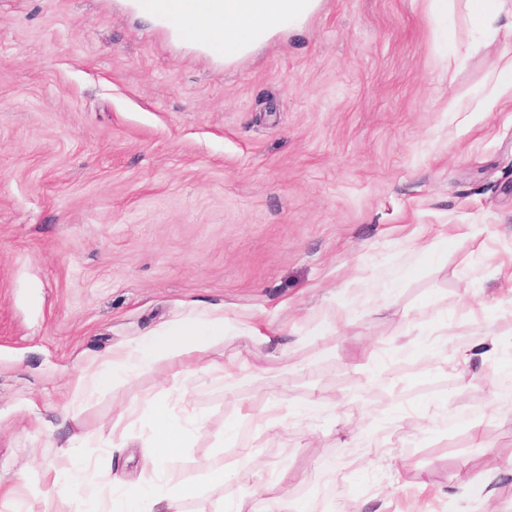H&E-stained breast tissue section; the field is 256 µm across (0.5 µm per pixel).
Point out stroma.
I'll use <instances>...</instances> for the list:
<instances>
[{"mask_svg": "<svg viewBox=\"0 0 512 512\" xmlns=\"http://www.w3.org/2000/svg\"><path fill=\"white\" fill-rule=\"evenodd\" d=\"M137 2L0 0V512H81L82 491L46 478L66 444L150 480L161 395L176 421L202 420L176 472L250 474L184 512L284 493L306 512H484L448 483L512 453L498 389L512 285L497 274L512 257V108L484 109L512 0L495 32L472 26L466 0H321L302 35L229 66L144 23ZM458 224L483 234L452 239ZM214 312L224 338L199 364L246 360L256 379L237 397L184 392L159 369L67 411L81 368ZM244 321L279 336L255 343ZM464 323L500 342L495 364L424 346ZM412 341L415 371L387 362L366 386L361 351ZM275 391L290 410L267 431L249 415ZM313 391L332 412L296 415ZM467 395L485 405L486 447L448 425ZM122 406L139 419L112 451ZM422 473L433 493L418 494Z\"/></svg>", "mask_w": 512, "mask_h": 512, "instance_id": "stroma-1", "label": "stroma"}]
</instances>
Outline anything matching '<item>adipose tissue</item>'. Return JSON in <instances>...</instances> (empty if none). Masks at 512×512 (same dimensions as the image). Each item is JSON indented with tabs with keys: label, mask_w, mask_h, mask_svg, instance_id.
<instances>
[{
	"label": "adipose tissue",
	"mask_w": 512,
	"mask_h": 512,
	"mask_svg": "<svg viewBox=\"0 0 512 512\" xmlns=\"http://www.w3.org/2000/svg\"><path fill=\"white\" fill-rule=\"evenodd\" d=\"M179 13L171 22L186 37L203 36L209 49L233 62L283 30L301 29L319 6L320 0H176ZM224 337L223 315L212 313L197 326L169 327L150 332L131 343L112 349L98 363L83 368L73 380L67 406L80 408L96 394L119 387L130 377L159 366H177V378L196 385V376L185 366L203 347ZM153 420L155 453L149 460L151 481L129 483L124 477H89L87 460L75 450H65L63 465L51 477L53 489L83 492L82 512H180L182 503L196 496L194 483L178 479L170 467L187 446L190 430L172 418L168 402L149 406ZM512 475V455L495 456L492 466L479 475L457 473L453 489L465 496L492 501L499 476Z\"/></svg>",
	"instance_id": "obj_1"
}]
</instances>
